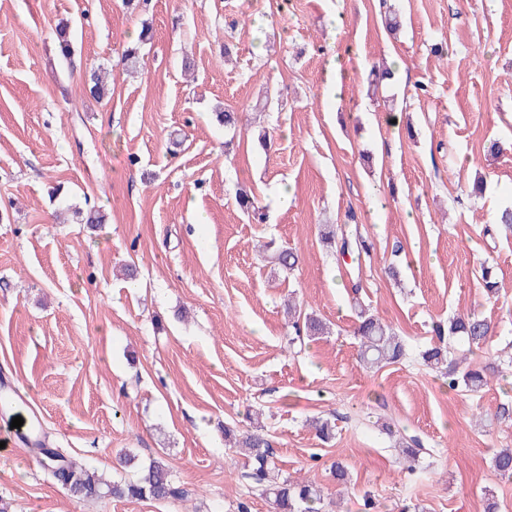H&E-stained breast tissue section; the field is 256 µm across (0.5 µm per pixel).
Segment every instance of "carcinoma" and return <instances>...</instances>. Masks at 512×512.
Wrapping results in <instances>:
<instances>
[{"instance_id":"carcinoma-1","label":"carcinoma","mask_w":512,"mask_h":512,"mask_svg":"<svg viewBox=\"0 0 512 512\" xmlns=\"http://www.w3.org/2000/svg\"><path fill=\"white\" fill-rule=\"evenodd\" d=\"M58 43L57 57L61 64L74 67L70 24L61 22L56 26ZM83 90L98 101L111 97L112 89L98 71L90 74V81L83 84ZM322 242L335 249L340 256L357 253L369 254L371 244L358 233L349 232L338 224H325L321 229ZM262 250L270 252V259L285 271H292L298 263V255L286 247L275 248L268 242L261 245ZM354 310L357 325L354 334L358 339V358L363 367L379 370L401 361L407 354L404 340L394 328L384 322L370 307L356 302ZM292 312L291 327L296 337L313 338L328 333V326L313 313L294 314L296 307L288 306ZM492 332L490 322L478 312L460 314L448 324L435 325L438 342L420 352L423 363L431 368H446L447 379L444 385L450 391L464 390L472 394L481 392L490 378L499 372L500 359L486 356L476 365H468L458 371L459 362L449 357L450 351L445 340L467 348V353L486 352ZM381 428L395 438V447L403 465L409 471L415 469L416 462L426 453L424 441L395 422L384 421ZM224 438L232 447L239 449L245 457L244 471L240 478L248 485L261 489L273 496L275 512H318L315 504L321 502V491L313 482L304 479L285 478L276 481L273 474L275 465L270 441L259 432H236L224 428ZM36 462L79 499L112 497L117 499H155L183 500L188 491L174 479L172 467L162 458H153L146 464H135L136 456L130 452L123 455L122 462L136 469L135 477L120 480H108L95 469L83 464L68 461L57 453V449L48 447L42 437L35 438L30 448ZM492 467L503 479L512 480V448L500 449L492 458Z\"/></svg>"}]
</instances>
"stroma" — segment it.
<instances>
[{
    "label": "stroma",
    "instance_id": "35a3bbf8",
    "mask_svg": "<svg viewBox=\"0 0 512 512\" xmlns=\"http://www.w3.org/2000/svg\"><path fill=\"white\" fill-rule=\"evenodd\" d=\"M63 20L77 23L72 71L56 59ZM145 23L152 38L125 71ZM332 58L335 97L324 89ZM396 58L404 76L371 92L372 65ZM91 66L111 70L110 100L82 93ZM263 99L271 106L256 113ZM219 106L258 118L271 149L219 125ZM392 107L404 127L385 123ZM494 140L512 143V0H0V379L73 460L118 478L121 453L162 456L189 491L83 502L20 441L0 455V502L271 512L236 481L244 460L224 445L225 426L249 429L255 415L280 476L323 488L322 512H364L369 497L379 512H484L491 499L512 512V481L491 466L512 448V425L480 423L512 398V366L474 396L418 361L434 323L473 309L495 327L489 352L512 342V236L484 233L512 203V150L489 155ZM478 177L482 196H468ZM241 186L264 223L240 210ZM94 206L105 224L55 218ZM351 212L372 251L339 258L320 227ZM270 240L298 252L297 269L257 251ZM485 267L499 283L492 299ZM356 284L404 337L403 363L359 366ZM291 299L330 334L290 349ZM383 410L433 448L415 472L396 463ZM313 416L335 423V440L316 437ZM337 460L351 476L341 494Z\"/></svg>",
    "mask_w": 512,
    "mask_h": 512
}]
</instances>
